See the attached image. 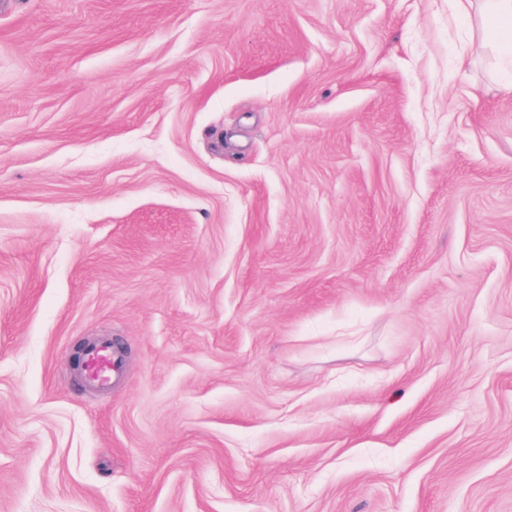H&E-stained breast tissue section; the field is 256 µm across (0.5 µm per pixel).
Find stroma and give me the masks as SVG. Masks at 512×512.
Returning <instances> with one entry per match:
<instances>
[{"mask_svg": "<svg viewBox=\"0 0 512 512\" xmlns=\"http://www.w3.org/2000/svg\"><path fill=\"white\" fill-rule=\"evenodd\" d=\"M0 512H512L477 16L0 0ZM86 346L81 344L75 354V364L83 360L89 379L97 380L101 377H112V369H117L118 357L108 343L94 344L89 347L84 355ZM84 356V359H83Z\"/></svg>", "mask_w": 512, "mask_h": 512, "instance_id": "stroma-1", "label": "stroma"}]
</instances>
